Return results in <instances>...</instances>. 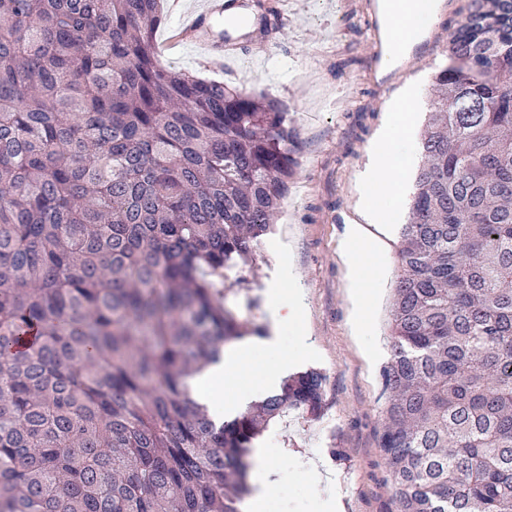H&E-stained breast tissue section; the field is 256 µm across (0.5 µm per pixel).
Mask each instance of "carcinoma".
<instances>
[{"label": "carcinoma", "mask_w": 512, "mask_h": 512, "mask_svg": "<svg viewBox=\"0 0 512 512\" xmlns=\"http://www.w3.org/2000/svg\"><path fill=\"white\" fill-rule=\"evenodd\" d=\"M160 25L158 0H0V512H242L256 441L325 408L315 369L227 421L193 396L263 332L243 272L294 134L161 66ZM420 148L380 448L398 512H512V0H469Z\"/></svg>", "instance_id": "1"}]
</instances>
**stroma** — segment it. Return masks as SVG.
<instances>
[{
	"label": "stroma",
	"mask_w": 512,
	"mask_h": 512,
	"mask_svg": "<svg viewBox=\"0 0 512 512\" xmlns=\"http://www.w3.org/2000/svg\"><path fill=\"white\" fill-rule=\"evenodd\" d=\"M365 2L265 0L264 18L254 21L259 54L227 62L189 44L158 54L172 70L277 98L295 133L294 175L277 229L264 238L247 274L262 296L291 282L301 289L312 351L302 352L294 330L280 337L298 357L292 372L313 368L325 377L320 417H287L259 441L291 473L281 493L288 512H398L380 448L385 400L379 377L390 354L395 283L381 285L369 324L356 326L342 248L350 225L363 221L358 174L386 124L388 105L410 86L429 103L432 76L448 56L427 54L415 42L392 79L377 83L368 64L373 31ZM313 462L328 475L316 489L304 478Z\"/></svg>",
	"instance_id": "35a3bbf8"
}]
</instances>
